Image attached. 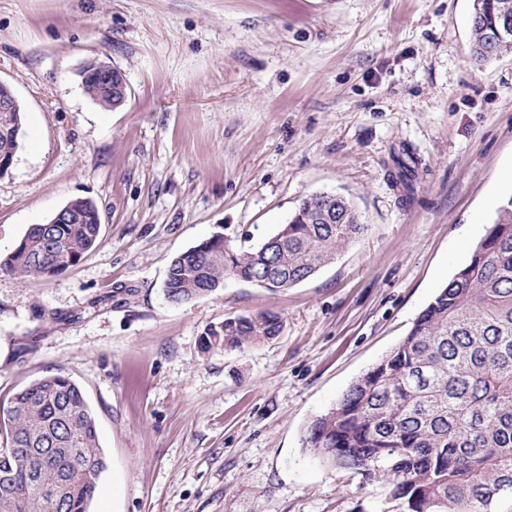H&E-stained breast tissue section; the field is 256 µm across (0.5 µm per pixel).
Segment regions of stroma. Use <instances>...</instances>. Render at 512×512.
<instances>
[{"instance_id": "obj_1", "label": "stroma", "mask_w": 512, "mask_h": 512, "mask_svg": "<svg viewBox=\"0 0 512 512\" xmlns=\"http://www.w3.org/2000/svg\"><path fill=\"white\" fill-rule=\"evenodd\" d=\"M471 16L472 0H0V82L24 112L0 253L74 198L101 220L67 271H0V404L52 374L81 388L106 460L89 512H404L304 436L512 196V52L475 61ZM95 60L126 78L117 109L82 88ZM321 192L366 229L314 276L168 301L176 255L217 233L254 247ZM265 312L278 337L204 348Z\"/></svg>"}]
</instances>
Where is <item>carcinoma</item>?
Masks as SVG:
<instances>
[{"mask_svg":"<svg viewBox=\"0 0 512 512\" xmlns=\"http://www.w3.org/2000/svg\"><path fill=\"white\" fill-rule=\"evenodd\" d=\"M471 51L486 62L512 52L500 36L512 0H480ZM69 224H34L0 270L22 279L52 277L99 244L100 221L87 199L68 202ZM347 199L319 193L288 221L284 247L242 250L221 235L172 260L165 292L186 303L237 278L270 291L310 278L364 232ZM283 328L274 313L224 321L204 344L227 349L267 341ZM304 443L336 468L393 481L407 512H492L500 488H512V197L469 261L417 316L408 334L356 380L336 405L312 420ZM97 425L80 387L49 375L0 406V512H89L104 469ZM68 484L60 503L57 481Z\"/></svg>","mask_w":512,"mask_h":512,"instance_id":"obj_1","label":"carcinoma"}]
</instances>
